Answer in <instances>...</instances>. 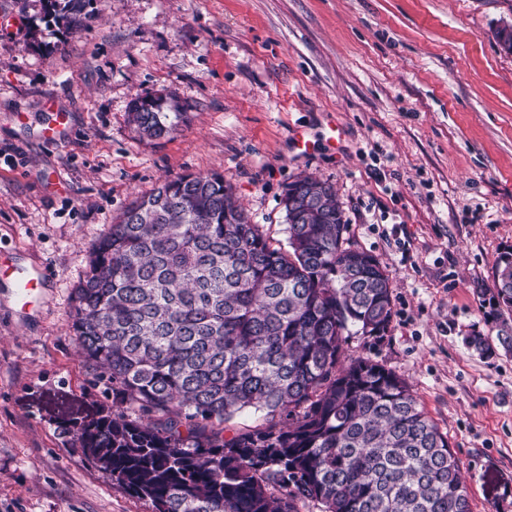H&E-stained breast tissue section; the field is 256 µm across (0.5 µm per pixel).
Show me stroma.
<instances>
[{"mask_svg": "<svg viewBox=\"0 0 512 512\" xmlns=\"http://www.w3.org/2000/svg\"><path fill=\"white\" fill-rule=\"evenodd\" d=\"M71 32L42 0H0V265L45 274L20 310L0 280V512H153L84 459L60 423L110 407L81 355L74 292L137 195L223 175L287 239L288 182L332 184L351 247L389 275L392 317L353 338L447 434L473 512H512V354L483 356L482 304L512 247V0H100ZM183 117L143 139L139 96ZM70 115L41 131L46 100ZM305 133L307 153L294 147Z\"/></svg>", "mask_w": 512, "mask_h": 512, "instance_id": "obj_1", "label": "stroma"}]
</instances>
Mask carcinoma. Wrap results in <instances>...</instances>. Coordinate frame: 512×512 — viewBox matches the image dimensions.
<instances>
[{"label":"carcinoma","instance_id":"carcinoma-1","mask_svg":"<svg viewBox=\"0 0 512 512\" xmlns=\"http://www.w3.org/2000/svg\"><path fill=\"white\" fill-rule=\"evenodd\" d=\"M71 31L97 0H45ZM166 98H135L141 138L173 133ZM287 244L254 224L224 176L180 175L136 197L98 240L72 319L86 361L112 386L103 409L62 433L155 512H471L448 437L410 386L353 336L385 330L389 276L346 245L334 187L288 183ZM486 317L512 351V249ZM244 410L251 425L226 435Z\"/></svg>","mask_w":512,"mask_h":512}]
</instances>
